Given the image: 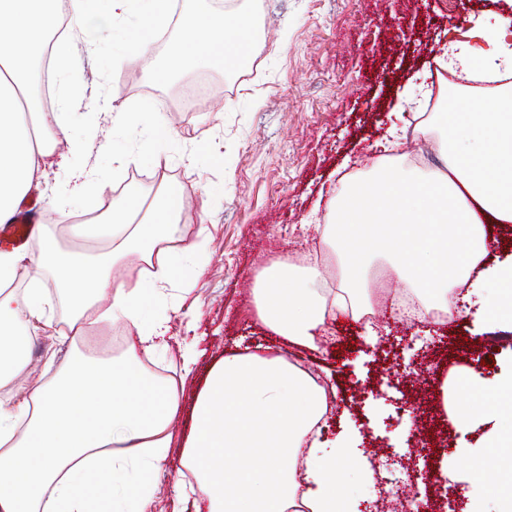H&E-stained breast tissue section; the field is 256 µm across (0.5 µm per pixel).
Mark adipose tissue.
Here are the masks:
<instances>
[{
	"mask_svg": "<svg viewBox=\"0 0 512 512\" xmlns=\"http://www.w3.org/2000/svg\"><path fill=\"white\" fill-rule=\"evenodd\" d=\"M63 11L70 22L57 37ZM98 17L125 32L168 23L164 0H0L1 222L31 191L47 194L48 159L58 140L75 152L82 146L61 114L38 100L34 83L44 58H51L58 96L68 98L78 78L72 39ZM183 28L168 55L176 76L242 55L255 40L252 21L237 14L191 11ZM437 62L461 84L412 132L436 142L442 166L426 172L382 155L329 202L319 233L337 263L335 297L324 294L329 268L317 257L305 264L283 259L258 276V316L291 344L318 351L317 333L327 322L372 312L369 275L380 258L423 310L451 318L459 310L450 290L483 282L480 319L512 328V262L484 265L487 224L512 223V83L476 97L464 88L476 76L512 71V26L468 27ZM185 193V186L167 184L148 205L136 193L117 200L100 194L87 225L75 210H58V223L109 243L102 263L64 255L47 229L39 233L38 250L0 251V512H148L154 480L174 447L196 482L175 481L172 497L180 503L203 492L206 500L195 512H292L299 505L307 512H355L336 485L344 467L369 471L360 437L346 432L323 444L315 426L329 409L328 393L282 356L250 352L216 362L196 394L188 434L176 439L173 424L201 357L199 342L181 344L176 379L156 376L142 360L166 347L169 319L154 312L164 284L186 269L198 275L205 269L168 232L181 220ZM131 255L145 264L133 284L118 273ZM20 270L29 279L23 289L12 285ZM47 270L68 302L65 337L72 352L21 399L13 383L28 364L37 327L52 324L41 286ZM119 321L135 329L136 342L120 354L97 356L98 331ZM475 390L482 402L458 412L456 401ZM503 391L512 393V376L487 386L470 375L450 390L453 424L466 432L494 412L500 430L489 443L512 438V410L499 411L497 404Z\"/></svg>",
	"mask_w": 512,
	"mask_h": 512,
	"instance_id": "1",
	"label": "adipose tissue"
}]
</instances>
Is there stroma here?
<instances>
[{
    "instance_id": "1",
    "label": "stroma",
    "mask_w": 512,
    "mask_h": 512,
    "mask_svg": "<svg viewBox=\"0 0 512 512\" xmlns=\"http://www.w3.org/2000/svg\"><path fill=\"white\" fill-rule=\"evenodd\" d=\"M231 10L258 21L254 51L233 77L206 71L212 93L192 105L176 82L148 75L180 35L178 26L160 36L152 30L133 32V39L150 43V53L113 65L90 60L83 41L72 46L79 81L63 109L71 129L93 131L88 161H95L100 145L115 139L133 147L148 142L145 123L113 129L107 113L115 107L159 114L180 134L167 146V165L108 162L96 184L97 191L115 198L134 190L151 198L169 182L190 189L187 220L170 225L169 232L186 251L204 252L205 270L199 276L186 271L183 280L168 285V348L166 355L152 357L153 367L177 375L179 341L189 333L202 337L205 354L182 396L189 408L216 361L270 348L336 386L326 439L348 427L369 429L388 454L401 455L415 417H423L430 430L450 432L443 452L453 475L449 496L465 492L472 467L485 466L490 488L482 493L483 507L497 512L512 493V450L485 445L497 419L486 418L465 433L452 429L435 392L455 368H477L489 385L512 376V340L505 331L485 330L471 316L416 325L396 315L390 301L376 304L380 332L418 335L430 346L435 372L423 385L422 407L413 415L401 409L394 389L376 384L377 368L359 349L364 325L337 319L321 352L299 348L259 322L252 288L273 261L306 255L313 240L302 234L301 225L324 223L327 210L318 200L334 197L344 176L371 168L378 142L396 120L391 106L397 94L411 82L432 84V59L446 46L448 28L470 16L512 20V0H386L380 9L374 0H232ZM201 223L210 229L205 241L196 236ZM70 351L54 329L37 335L28 349L30 375L14 383L17 396L26 397L29 380L41 376L47 357L60 364ZM366 381L374 384L372 394L352 408L353 390ZM465 447L482 454L466 461Z\"/></svg>"
}]
</instances>
